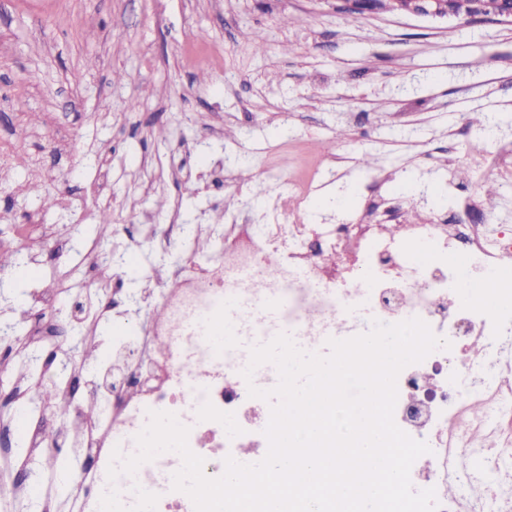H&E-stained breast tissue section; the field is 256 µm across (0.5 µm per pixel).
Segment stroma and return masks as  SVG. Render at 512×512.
<instances>
[{
  "instance_id": "35a3bbf8",
  "label": "stroma",
  "mask_w": 512,
  "mask_h": 512,
  "mask_svg": "<svg viewBox=\"0 0 512 512\" xmlns=\"http://www.w3.org/2000/svg\"><path fill=\"white\" fill-rule=\"evenodd\" d=\"M346 0H0V255L29 242L43 266L56 246L84 266L97 234L72 228L96 212L98 161L112 165V247L168 223L194 198L169 165L189 144L223 156L224 209L245 212L266 169L320 182L304 209L320 221L356 218L368 189L421 222L430 205L487 202L512 220V168L474 173L471 112L504 118L488 151L512 143V23L475 16L435 19L389 11L349 13ZM288 16L301 23L283 28ZM217 55L198 49V30ZM263 40L264 55L252 52ZM122 79H115V70ZM138 99V109L128 107ZM166 128V140L155 132ZM26 152L27 169L11 159ZM377 165L358 176V160ZM470 170L469 179L458 177ZM40 181L53 205L24 190ZM41 478L52 512H68L89 472L84 449L16 453Z\"/></svg>"
}]
</instances>
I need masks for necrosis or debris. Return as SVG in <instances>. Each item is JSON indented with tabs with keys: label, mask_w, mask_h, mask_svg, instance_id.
<instances>
[{
	"label": "necrosis or debris",
	"mask_w": 512,
	"mask_h": 512,
	"mask_svg": "<svg viewBox=\"0 0 512 512\" xmlns=\"http://www.w3.org/2000/svg\"><path fill=\"white\" fill-rule=\"evenodd\" d=\"M174 174L195 180L211 207H220L228 185L223 160L196 174L185 167ZM313 189L309 180H275L259 210L228 214L207 228L212 251L204 262L191 256L144 275L140 300L161 314L138 336L113 339L119 363L95 386L105 414L90 419L80 407L66 409L56 432L31 434L29 447L89 449L92 473L101 476L114 449L136 453L149 411H167L189 427L188 445L204 458L205 474L219 477L226 457H240L245 448L255 456L268 450L263 430L270 404L249 396L241 374L250 347L276 335L260 319L268 306L294 326L307 350L322 354L328 339L417 317L451 347L408 365L397 378L394 420L431 448L414 462L412 486L435 489L438 512H512V274L498 264L512 251V230L481 220L464 224L448 210L431 211L428 223L416 224L386 200L368 205L354 224H311L300 208ZM422 243L430 253L417 264L413 250ZM86 259L85 271L67 280L68 310L96 317L93 301L106 295L113 316L128 315L121 268L106 263L97 247ZM465 275L474 286L495 280L491 294L502 309L460 301ZM312 302L319 305L314 314ZM355 306L367 311L358 324L346 319ZM208 322L222 323L227 339L212 338ZM228 360L237 370H225ZM474 404L485 415H474ZM229 420L237 424L232 436L224 433ZM181 465L179 455L162 453L135 475L119 474L122 504L136 503L137 484L158 494L156 512H194L189 496L170 481Z\"/></svg>",
	"instance_id": "obj_1"
}]
</instances>
